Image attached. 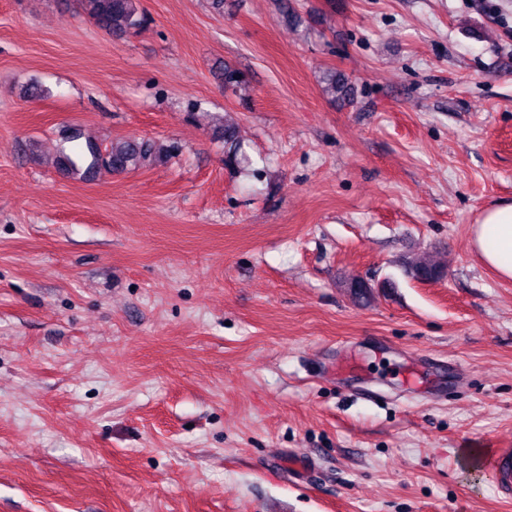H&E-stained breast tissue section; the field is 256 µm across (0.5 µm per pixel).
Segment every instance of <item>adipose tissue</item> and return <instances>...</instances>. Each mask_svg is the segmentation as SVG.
<instances>
[{
    "instance_id": "1",
    "label": "adipose tissue",
    "mask_w": 512,
    "mask_h": 512,
    "mask_svg": "<svg viewBox=\"0 0 512 512\" xmlns=\"http://www.w3.org/2000/svg\"><path fill=\"white\" fill-rule=\"evenodd\" d=\"M472 243L501 278L512 280V202H498L481 213Z\"/></svg>"
}]
</instances>
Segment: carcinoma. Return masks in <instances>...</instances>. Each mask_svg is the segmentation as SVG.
<instances>
[{
  "mask_svg": "<svg viewBox=\"0 0 512 512\" xmlns=\"http://www.w3.org/2000/svg\"><path fill=\"white\" fill-rule=\"evenodd\" d=\"M82 13L100 28L123 35L142 27L146 17L139 6V0H79ZM245 84L244 74L237 68L224 66V89L237 91ZM350 90L348 79L334 72L325 77V92L331 96H344ZM218 138L224 141V165L232 168L245 166L250 159L241 147L237 129L233 125L217 128ZM180 151L172 142L161 150L149 138L115 139L108 142H86L75 147L71 153H62L57 159L61 171L72 176L90 178L99 173H124L146 164L162 162ZM415 277L436 280L443 275V268L435 263L416 262L412 264Z\"/></svg>",
  "mask_w": 512,
  "mask_h": 512,
  "instance_id": "cac0c4a2",
  "label": "carcinoma"
}]
</instances>
